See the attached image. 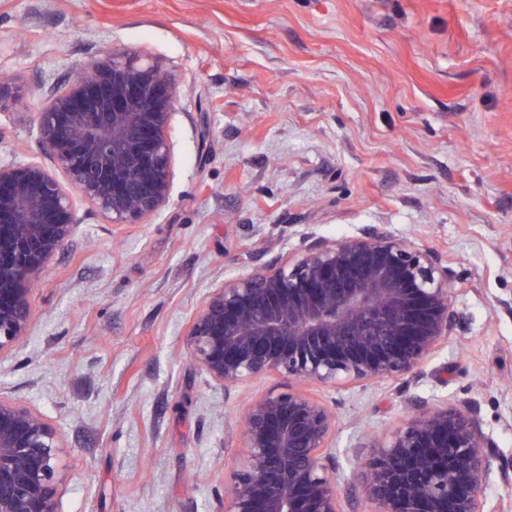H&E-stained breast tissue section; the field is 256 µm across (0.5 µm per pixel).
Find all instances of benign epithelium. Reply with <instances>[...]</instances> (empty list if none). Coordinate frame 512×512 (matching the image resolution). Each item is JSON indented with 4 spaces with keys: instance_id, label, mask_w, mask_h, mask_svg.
<instances>
[{
    "instance_id": "obj_1",
    "label": "benign epithelium",
    "mask_w": 512,
    "mask_h": 512,
    "mask_svg": "<svg viewBox=\"0 0 512 512\" xmlns=\"http://www.w3.org/2000/svg\"><path fill=\"white\" fill-rule=\"evenodd\" d=\"M176 95L150 60L94 61L53 88L38 113L39 162L0 164V353L27 336L31 285L74 234L80 196L111 224H137L168 201ZM448 260L367 225L339 241L304 239L212 291L191 322L190 358L235 387L275 372L287 389L251 400L244 452L224 512H486L494 442L470 400L411 397L406 420L353 450L343 477L327 454L337 414L305 389L424 377L460 327ZM60 436L39 413L0 399V512H57Z\"/></svg>"
}]
</instances>
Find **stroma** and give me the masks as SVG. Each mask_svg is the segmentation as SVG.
I'll return each instance as SVG.
<instances>
[{
  "label": "stroma",
  "mask_w": 512,
  "mask_h": 512,
  "mask_svg": "<svg viewBox=\"0 0 512 512\" xmlns=\"http://www.w3.org/2000/svg\"><path fill=\"white\" fill-rule=\"evenodd\" d=\"M155 61L176 98L169 200L139 224L77 202L40 274L24 342L0 352V398L61 437L58 512H222L239 426L272 374L224 388L187 355L206 297L242 256L367 224L455 272L462 326L401 390L341 392L342 471L407 399L472 400L512 459V0H0V162L48 163L53 86L112 54Z\"/></svg>",
  "instance_id": "stroma-1"
}]
</instances>
